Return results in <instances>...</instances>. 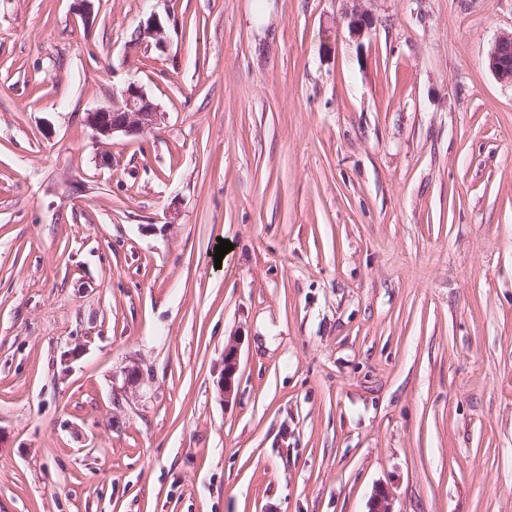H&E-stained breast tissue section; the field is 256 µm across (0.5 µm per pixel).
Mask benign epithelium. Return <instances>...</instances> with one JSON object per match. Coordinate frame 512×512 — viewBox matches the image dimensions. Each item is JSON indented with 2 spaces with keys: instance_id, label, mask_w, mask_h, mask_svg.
Masks as SVG:
<instances>
[{
  "instance_id": "obj_1",
  "label": "benign epithelium",
  "mask_w": 512,
  "mask_h": 512,
  "mask_svg": "<svg viewBox=\"0 0 512 512\" xmlns=\"http://www.w3.org/2000/svg\"><path fill=\"white\" fill-rule=\"evenodd\" d=\"M349 32L362 36L372 28L371 17L358 9L345 14ZM135 38L140 42L154 40L161 45L165 41V28L159 18L149 17L138 27ZM487 64L492 74L500 81L512 84V33L499 36L492 46ZM160 112L143 89L130 82L121 90L120 98L109 106L86 113L85 123L92 130L97 141L110 140L114 135H135L150 130L158 124ZM237 371V346L224 349V401H229L234 391V377Z\"/></svg>"
}]
</instances>
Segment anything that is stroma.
<instances>
[{"label": "stroma", "mask_w": 512, "mask_h": 512, "mask_svg": "<svg viewBox=\"0 0 512 512\" xmlns=\"http://www.w3.org/2000/svg\"><path fill=\"white\" fill-rule=\"evenodd\" d=\"M352 7L0 0V512H512V0ZM135 38L139 42H149V39L154 40L155 44L161 45L165 41V28L156 16H150L145 22L141 23L138 27ZM487 64L501 82L512 84V33L500 35L494 42ZM160 115L143 89L131 82L121 90L120 99H112V105L87 112L85 123L101 142L118 133L129 136L150 130L158 124Z\"/></svg>", "instance_id": "stroma-1"}]
</instances>
